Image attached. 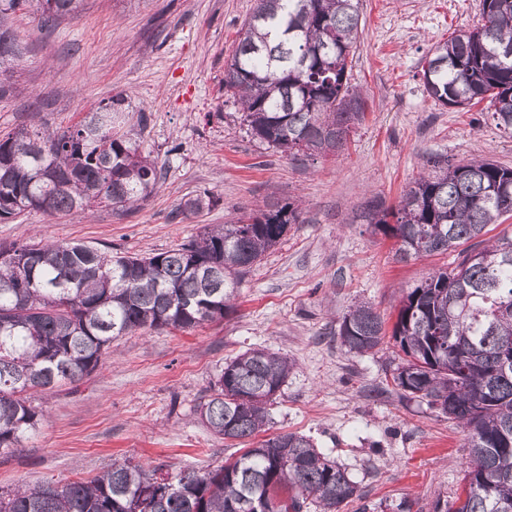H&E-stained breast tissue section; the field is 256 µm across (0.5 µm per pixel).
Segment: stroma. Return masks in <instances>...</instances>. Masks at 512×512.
Here are the masks:
<instances>
[{"instance_id":"1","label":"stroma","mask_w":512,"mask_h":512,"mask_svg":"<svg viewBox=\"0 0 512 512\" xmlns=\"http://www.w3.org/2000/svg\"><path fill=\"white\" fill-rule=\"evenodd\" d=\"M361 3L350 82L366 99L365 115L344 150L326 158L293 157L257 139L224 90V65L255 0H83L53 24L32 2L13 15L24 54L15 92L0 95V137L33 125L62 131L120 97L126 128L163 178L124 213L31 211L0 223V243L39 235L145 255L276 199L300 201L302 215L242 278L223 319L121 337L90 377L33 394L44 419L17 448L0 450V493L91 477L116 458L169 472L234 460L259 436L215 437L196 409L226 362L263 348L293 364L269 406L270 432L310 436L348 470L361 496L341 512H397L401 503L433 512L461 494L467 430L426 401L401 397L392 375L402 354L392 339L360 354L342 346L338 329L362 304L393 326L404 291L453 260H400L396 239L367 224L371 202L397 207L434 156L512 167V133L486 103L441 105L423 86L430 50L482 24L480 0ZM197 195L216 206L179 216Z\"/></svg>"}]
</instances>
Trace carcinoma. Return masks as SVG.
Instances as JSON below:
<instances>
[{
    "instance_id": "carcinoma-1",
    "label": "carcinoma",
    "mask_w": 512,
    "mask_h": 512,
    "mask_svg": "<svg viewBox=\"0 0 512 512\" xmlns=\"http://www.w3.org/2000/svg\"><path fill=\"white\" fill-rule=\"evenodd\" d=\"M48 21L76 13L81 0H37ZM26 0H0L1 81L22 56L9 20ZM484 23L431 49L424 88L442 104L484 100L512 131V0H481ZM360 0H256L224 66V87L251 134L290 155L334 156L365 101L349 82L360 40ZM123 100L99 106L62 133L21 129L0 139V222L30 210L48 216L104 204L127 211L149 198L161 167L121 131ZM416 178L395 209L374 201L367 217L399 242L402 259L457 253L403 296L392 337L404 354L393 381L403 396L463 424L470 435L465 498L446 512H512V234L483 240L512 212V168L489 160L450 164ZM217 204H181L194 215ZM293 202L230 224H208L176 249L112 255L84 244H0V449L39 427L30 393L79 382L110 354L112 341L151 330L194 329L232 308L240 278L288 226ZM480 240L483 247L471 244ZM338 336L355 353L385 337L381 315L360 305ZM292 364L252 349L224 365L198 405L215 436L265 431L266 406ZM358 487L308 436L277 434L211 471H181L126 459L90 479L47 478L0 496V512H339Z\"/></svg>"
}]
</instances>
